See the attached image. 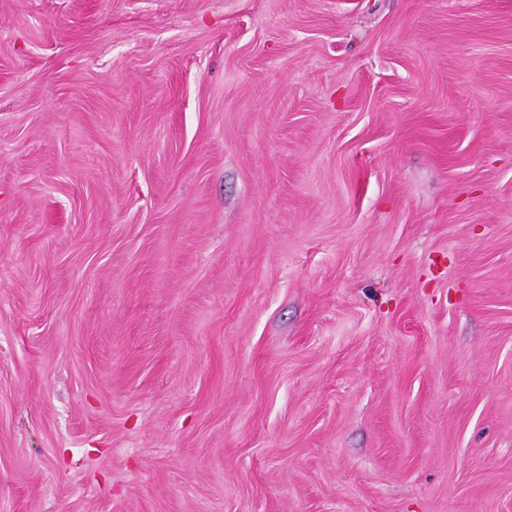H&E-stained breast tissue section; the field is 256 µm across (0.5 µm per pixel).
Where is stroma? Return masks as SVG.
<instances>
[{"instance_id": "1", "label": "stroma", "mask_w": 512, "mask_h": 512, "mask_svg": "<svg viewBox=\"0 0 512 512\" xmlns=\"http://www.w3.org/2000/svg\"><path fill=\"white\" fill-rule=\"evenodd\" d=\"M0 512H512V0H0Z\"/></svg>"}]
</instances>
